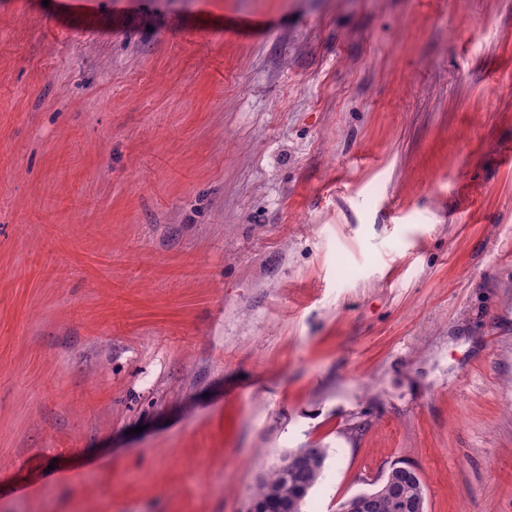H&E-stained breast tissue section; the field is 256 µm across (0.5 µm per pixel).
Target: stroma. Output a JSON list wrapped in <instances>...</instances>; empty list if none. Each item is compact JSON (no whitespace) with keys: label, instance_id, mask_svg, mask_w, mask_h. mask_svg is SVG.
<instances>
[{"label":"stroma","instance_id":"stroma-1","mask_svg":"<svg viewBox=\"0 0 512 512\" xmlns=\"http://www.w3.org/2000/svg\"><path fill=\"white\" fill-rule=\"evenodd\" d=\"M512 0H0V512H512ZM295 449L284 454L280 464L261 477L245 512L259 510L254 502L271 510L268 512H281L285 504H288V512H302L305 499L324 476L328 450L321 446L310 448L303 460L295 462L304 448ZM287 462L288 468H285ZM392 479L396 488H399L403 493V496L407 502L410 503H419L423 509L421 512H425V492L423 484H408L406 483L403 475L400 474L398 470L394 471V468H391L388 473L385 475L381 483L374 489L367 490L357 494L356 496L351 497L345 503H341L337 509L338 512H376L377 511V500L372 497L376 496L379 499V512H396L392 509L391 502L395 504L399 508V510H405L407 508L406 502L399 496L397 491H393L391 494L393 495L392 500L390 496L387 494V490L385 486L389 479ZM360 495H372V496H360ZM404 512H417L413 511V509L407 508Z\"/></svg>","mask_w":512,"mask_h":512}]
</instances>
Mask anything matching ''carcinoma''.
Instances as JSON below:
<instances>
[{
    "label": "carcinoma",
    "instance_id": "cac0c4a2",
    "mask_svg": "<svg viewBox=\"0 0 512 512\" xmlns=\"http://www.w3.org/2000/svg\"><path fill=\"white\" fill-rule=\"evenodd\" d=\"M300 452L298 448L284 454L280 464L270 468L261 477L251 500L264 505L271 512H280V508L285 505L288 506V512H302L305 499L324 476L328 450L320 446L312 448L303 460L297 462L295 457ZM390 480L401 490L407 503L425 505L423 485L408 484L399 471L391 469L376 488L365 491V494L379 499V512H394L385 489Z\"/></svg>",
    "mask_w": 512,
    "mask_h": 512
}]
</instances>
